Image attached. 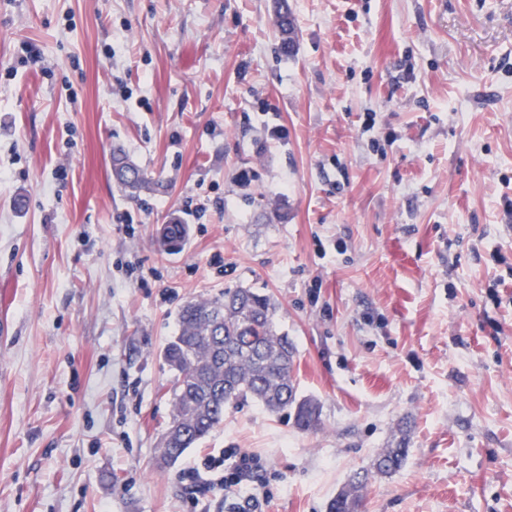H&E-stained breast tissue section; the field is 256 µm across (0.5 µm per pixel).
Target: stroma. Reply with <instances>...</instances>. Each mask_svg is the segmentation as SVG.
<instances>
[{
    "label": "stroma",
    "instance_id": "1",
    "mask_svg": "<svg viewBox=\"0 0 512 512\" xmlns=\"http://www.w3.org/2000/svg\"><path fill=\"white\" fill-rule=\"evenodd\" d=\"M289 2L287 56L273 0H0V512H195L226 448L265 512H512V0ZM234 288L321 423L248 401L159 467L176 313ZM112 176L128 196H137L148 188L147 173L121 150L112 153ZM406 436L402 435L395 440L390 448H385L375 459L373 468L381 474H391L399 470L407 457ZM261 457L242 448H226L218 456L201 459L197 467H190L181 475L188 482L189 491L198 501L211 486H224L225 512H262L259 509L273 497L263 480ZM356 473L351 481L341 489L329 505L330 512H358L361 507L360 491L363 487V480Z\"/></svg>",
    "mask_w": 512,
    "mask_h": 512
}]
</instances>
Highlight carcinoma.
Returning <instances> with one entry per match:
<instances>
[{"label": "carcinoma", "mask_w": 512, "mask_h": 512, "mask_svg": "<svg viewBox=\"0 0 512 512\" xmlns=\"http://www.w3.org/2000/svg\"><path fill=\"white\" fill-rule=\"evenodd\" d=\"M281 50L293 52L296 33L288 0H274ZM115 182L134 197L148 188L147 173L123 151L112 153ZM277 305L253 288L224 291L221 298L191 299L178 310V331L164 348L174 372L173 409L168 427L177 435L161 443L158 463L167 468L215 428L224 409L248 400L268 412L292 411L297 425H320V406L300 398L293 374L295 347L279 329ZM402 435L375 459L381 474L399 470L407 457ZM363 480L354 475L329 505V512H359Z\"/></svg>", "instance_id": "obj_1"}]
</instances>
